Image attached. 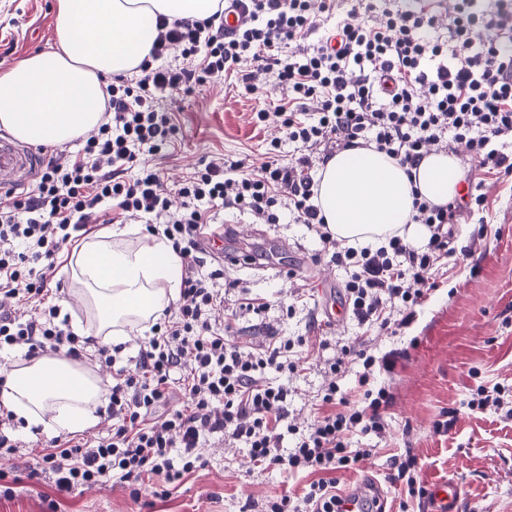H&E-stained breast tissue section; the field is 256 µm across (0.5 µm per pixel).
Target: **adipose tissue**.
<instances>
[{
    "label": "adipose tissue",
    "instance_id": "adipose-tissue-1",
    "mask_svg": "<svg viewBox=\"0 0 512 512\" xmlns=\"http://www.w3.org/2000/svg\"><path fill=\"white\" fill-rule=\"evenodd\" d=\"M216 8V0H57L56 47L0 72V128L31 144L64 143L93 130L108 79L134 73L157 37L158 17L202 20ZM461 180V160L452 152H431L411 177L374 148L341 150L318 172L315 203L348 243L379 245L397 230L418 241L426 229L412 221L414 199L448 204ZM126 233L111 225L74 252L72 273L96 309L95 320L77 333L99 345L147 331L148 319L178 298L180 256L150 235L136 247H115ZM0 405L26 427L59 435L95 425L107 401L92 370L57 354L19 353L0 369Z\"/></svg>",
    "mask_w": 512,
    "mask_h": 512
}]
</instances>
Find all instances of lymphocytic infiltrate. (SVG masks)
<instances>
[{
  "label": "lymphocytic infiltrate",
  "instance_id": "f902f5d3",
  "mask_svg": "<svg viewBox=\"0 0 512 512\" xmlns=\"http://www.w3.org/2000/svg\"><path fill=\"white\" fill-rule=\"evenodd\" d=\"M247 2V20L229 36L220 9L202 21L161 19L138 79L117 76L108 85L104 121L80 156L44 159L31 192L0 198V297L14 302L0 308V348L83 357L88 338L70 330L57 306L31 314L22 303L49 293L38 262L53 259L75 232H92L93 220L109 208L162 231L184 270L177 311L152 325L134 365L118 366L117 348L97 350L99 362L112 370L105 408L114 421L110 432L93 442L53 438L29 479L68 492L116 478L137 498L150 478L152 496L162 501L185 474L205 467L201 449L219 434L243 442L255 469L311 475L302 497L271 498L264 512H343L338 476L358 470L372 454L351 447V437L385 429L391 397L373 388L374 370L393 371L399 354L356 351L363 367L356 379L359 400L328 383L320 414L292 448H284L291 430L288 387L269 382L265 373L300 372L295 353L309 340L274 336L246 350L233 325L213 329L224 296L199 272L200 233L210 208L275 224L279 198L287 196L296 223L307 225L332 261L348 269L345 302L358 324L394 331L413 321L416 307L436 288L433 273L448 256L453 225L488 209L484 185L469 183L465 194L443 206L415 200L412 219L429 230L425 246L394 235L376 249L343 247L314 203L310 151L372 147L413 168L447 140L465 145L475 169L497 180L512 177V151L502 147L512 140L508 11L482 9L479 0H448L444 14L435 13L430 0L382 11L375 0H351L350 9L337 11L326 0ZM363 10L372 15L369 22L358 21ZM442 27L449 28L450 40L439 38ZM174 47L182 65L167 62ZM246 60L252 67L244 71ZM272 68L291 96L275 112L259 110L257 119L280 122L300 156L285 159L274 147L257 166L213 160L172 189L158 168L144 163V156L168 148L176 133L164 95L236 74L254 94ZM174 194L182 200L178 216L170 213ZM175 388L183 398L178 407L168 404Z\"/></svg>",
  "mask_w": 512,
  "mask_h": 512
}]
</instances>
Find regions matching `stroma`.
Returning a JSON list of instances; mask_svg holds the SVG:
<instances>
[{"mask_svg":"<svg viewBox=\"0 0 512 512\" xmlns=\"http://www.w3.org/2000/svg\"><path fill=\"white\" fill-rule=\"evenodd\" d=\"M56 7L57 0H0V70L55 47ZM262 84L257 97L228 76L168 97L178 127L176 141L163 155L146 157V164L159 167L172 187L214 158L256 161L274 142L282 154H292L294 146L279 123L256 120L258 110L287 105L289 91L273 70L263 75ZM485 190L491 203L485 223L455 226L448 270L437 275V288L417 307L410 325L390 334L365 330L352 316H344L339 326L328 329L325 349L301 353L302 374L267 373L270 381L289 384L288 422L303 429L313 420L321 389L329 382H336L349 399L359 398L354 371L336 376L329 370L342 350L366 345L377 355L401 352L393 372L375 374L376 386L392 396L386 430L354 435L352 447L370 448L374 454L361 471L340 476L346 493L377 486L385 512H398L399 504L397 490L386 480L391 460L408 454L416 457L427 490L449 480L459 485L457 512H512V417L504 405L475 411L468 407L477 386L489 381L504 385L512 395V179L487 181ZM277 213L275 224L257 223L233 209L217 207L209 213L210 229L235 231L228 242L235 260L209 250L202 253L200 273L214 274L215 288L226 292L214 328L223 329L238 290L270 303L260 314L240 317L237 340L243 345L271 336L308 335L323 303L319 276L339 287L345 281L344 271L323 255L314 232L293 223L287 204H280ZM71 253L67 245L57 254L47 272L46 300L30 299L28 311H39L45 302L71 304ZM257 254L262 264L246 263V256ZM232 281L237 284L233 290L228 287ZM305 284L314 287V296L295 314H287L284 305L290 294ZM446 410L456 417L448 434L441 436L434 426ZM205 453V468L185 475L158 502L147 491L132 499L113 480L62 493L50 482L28 479L29 467L40 461L38 454L25 456L17 468L0 459V472L13 471L16 480L13 497L0 496V512H262L270 498L286 490L301 493L309 482L302 474L254 470L243 443L229 444L219 435Z\"/></svg>","mask_w":512,"mask_h":512,"instance_id":"stroma-1","label":"stroma"}]
</instances>
